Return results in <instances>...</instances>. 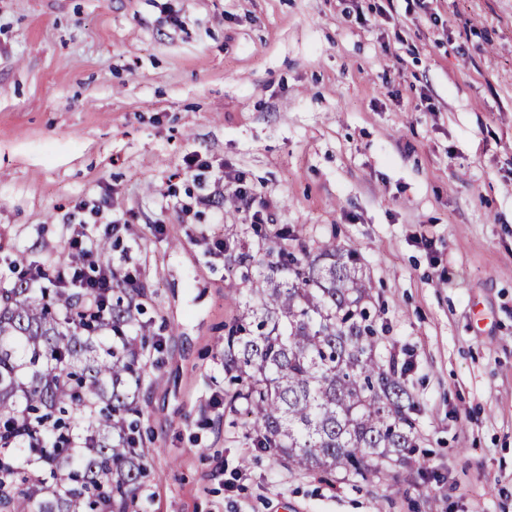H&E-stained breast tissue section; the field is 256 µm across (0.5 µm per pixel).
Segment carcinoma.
<instances>
[{
	"label": "carcinoma",
	"mask_w": 512,
	"mask_h": 512,
	"mask_svg": "<svg viewBox=\"0 0 512 512\" xmlns=\"http://www.w3.org/2000/svg\"><path fill=\"white\" fill-rule=\"evenodd\" d=\"M248 300L224 338L230 411L250 417L252 445L290 467L366 479L414 471L416 406L394 358L377 350L368 282L355 251L312 254L288 235L254 250L224 245ZM84 318L82 296L24 280L0 288V512H132L154 449L139 435L146 336L137 288ZM90 415L80 459L62 440Z\"/></svg>",
	"instance_id": "1"
}]
</instances>
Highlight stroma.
Instances as JSON below:
<instances>
[{"mask_svg": "<svg viewBox=\"0 0 512 512\" xmlns=\"http://www.w3.org/2000/svg\"><path fill=\"white\" fill-rule=\"evenodd\" d=\"M357 251L416 457L288 468L224 407L250 223ZM126 222L155 453L138 512H512V0H0V278Z\"/></svg>", "mask_w": 512, "mask_h": 512, "instance_id": "obj_1", "label": "stroma"}]
</instances>
